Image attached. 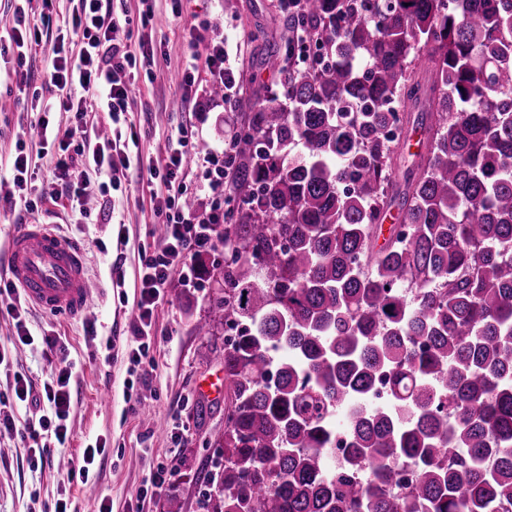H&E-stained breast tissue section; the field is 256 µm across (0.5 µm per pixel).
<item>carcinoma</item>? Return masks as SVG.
Returning a JSON list of instances; mask_svg holds the SVG:
<instances>
[{"mask_svg": "<svg viewBox=\"0 0 512 512\" xmlns=\"http://www.w3.org/2000/svg\"><path fill=\"white\" fill-rule=\"evenodd\" d=\"M283 17L282 98L235 104L218 307L237 334L201 506L512 512V0H288ZM307 43L331 64L297 62Z\"/></svg>", "mask_w": 512, "mask_h": 512, "instance_id": "1", "label": "carcinoma"}]
</instances>
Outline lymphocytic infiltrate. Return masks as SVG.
I'll return each mask as SVG.
<instances>
[{
  "instance_id": "lymphocytic-infiltrate-1",
  "label": "lymphocytic infiltrate",
  "mask_w": 512,
  "mask_h": 512,
  "mask_svg": "<svg viewBox=\"0 0 512 512\" xmlns=\"http://www.w3.org/2000/svg\"><path fill=\"white\" fill-rule=\"evenodd\" d=\"M76 6L63 26L81 43L79 51L59 46L48 63L46 80L56 94L53 103L45 104L37 120L40 131H47L48 116L53 107L75 113L81 120L92 112L106 113L110 123H119L129 112L131 71L137 66L152 64L158 54L153 43L135 37V25H149L152 12L139 18L119 17L113 0H75ZM54 21L42 14L40 25H32L24 7H16L12 16L0 22V59L15 53L18 67L14 74L18 89L34 82L27 59L36 55L44 34L52 33ZM58 150L54 161V177L60 182L71 202L73 216L88 220L91 211L85 205V181L75 175L82 166L105 172L112 189H119L126 171L137 167L139 178L153 201V211L164 232L152 254L143 256L138 272L140 293L135 303V321L129 357L139 363L146 359L153 334V314L165 297L172 280H180L187 288L201 287L197 260L214 249L219 228L224 222V201L227 197V172L234 160L235 135L224 138L222 152L211 153L196 162L202 172V184L208 195L203 210L193 211L186 205L182 178L187 169L188 132L180 130L178 147L165 157L133 165L128 143L101 136L97 128L81 125L57 133ZM12 185L4 196L31 210L42 195L32 183L31 156L26 148H18L9 160ZM69 368H61L55 382L44 384L35 392L32 381L16 375L11 398H0V407L8 400L26 404L46 400L49 411L17 424L10 416L0 418V428L12 431L31 450L29 465L44 469L50 462L52 443H64L66 421L71 403Z\"/></svg>"
}]
</instances>
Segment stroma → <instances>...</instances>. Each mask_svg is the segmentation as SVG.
I'll return each instance as SVG.
<instances>
[{
	"label": "stroma",
	"mask_w": 512,
	"mask_h": 512,
	"mask_svg": "<svg viewBox=\"0 0 512 512\" xmlns=\"http://www.w3.org/2000/svg\"><path fill=\"white\" fill-rule=\"evenodd\" d=\"M151 6L154 19L141 34L162 48L152 70L135 74L130 104L135 126L104 124L100 130L125 137L138 130L145 157L166 155L182 125L192 131L188 147L193 153L222 149L224 131L239 125V113L218 99L201 110L180 108L179 75L191 51H204L220 36L239 88L254 89L264 100L279 93L278 77L264 63L269 47L283 44L288 35L278 0H183V20L195 26L192 45L171 23L169 0H152ZM14 84L0 78V160L27 140L37 183L50 184L57 145L37 141L32 127L36 97L16 91ZM107 181L103 174L89 176L86 192L93 212L86 224L72 223L67 201L56 196L43 198L30 213L0 199V246L21 225L55 226L83 249L92 280L88 306L79 317L26 306L22 318L35 337L29 345L19 342L12 315L0 306V350L9 360L0 368L1 392H10L18 373L42 384L52 381L62 360H69L72 370L67 437L64 444H52L49 466L32 470L20 440L0 433V512H40L60 495L69 499L73 512H94L104 497L111 499L112 512H167L172 505L179 512H200L207 473L223 458L225 400L202 397L199 387L224 373L226 326L215 300L224 294L217 279L228 255L220 247L206 255L214 277L202 287L176 282L168 288L154 313L155 344L142 364L132 363L128 344L139 295V252L161 236L162 227L135 173H128L117 190L107 189ZM204 319L211 324L207 335L197 329ZM91 325L97 329L93 337L87 332ZM46 334L60 338L66 355L45 345ZM178 401L190 429L181 448L170 438L171 406ZM102 442L108 445L106 457L91 466L88 479L75 477L84 450ZM161 462L175 465L163 493L150 485Z\"/></svg>",
	"instance_id": "1"
}]
</instances>
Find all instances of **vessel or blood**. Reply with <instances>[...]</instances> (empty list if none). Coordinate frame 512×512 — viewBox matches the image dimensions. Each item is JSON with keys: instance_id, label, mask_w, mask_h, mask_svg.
Listing matches in <instances>:
<instances>
[{"instance_id": "obj_1", "label": "vessel or blood", "mask_w": 512, "mask_h": 512, "mask_svg": "<svg viewBox=\"0 0 512 512\" xmlns=\"http://www.w3.org/2000/svg\"><path fill=\"white\" fill-rule=\"evenodd\" d=\"M0 265L10 272L25 299L44 311L76 317L88 305L91 285L84 252L48 225H23L0 250Z\"/></svg>"}]
</instances>
